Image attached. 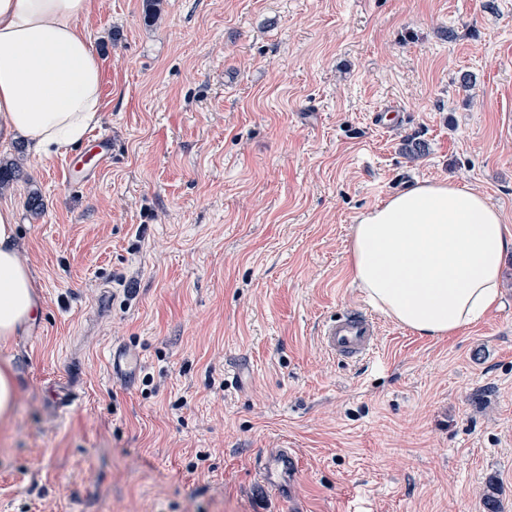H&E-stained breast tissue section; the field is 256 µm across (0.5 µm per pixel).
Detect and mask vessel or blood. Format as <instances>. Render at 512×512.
<instances>
[{
	"instance_id": "vessel-or-blood-1",
	"label": "vessel or blood",
	"mask_w": 512,
	"mask_h": 512,
	"mask_svg": "<svg viewBox=\"0 0 512 512\" xmlns=\"http://www.w3.org/2000/svg\"><path fill=\"white\" fill-rule=\"evenodd\" d=\"M379 330L378 322L365 308L354 307L339 317L323 322L317 335L326 353L359 363L374 354L378 347ZM108 366L113 379L128 387L139 372L141 361L126 350L116 349L109 354ZM300 467L301 459L296 449L278 448L260 461L259 480L275 488L280 481L296 475Z\"/></svg>"
}]
</instances>
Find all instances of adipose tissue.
Here are the masks:
<instances>
[{
    "label": "adipose tissue",
    "instance_id": "obj_1",
    "mask_svg": "<svg viewBox=\"0 0 512 512\" xmlns=\"http://www.w3.org/2000/svg\"><path fill=\"white\" fill-rule=\"evenodd\" d=\"M91 0H0V142L22 140L46 160L80 144L101 120L102 60L83 21ZM16 208L0 202V341L39 315L16 248ZM512 252L502 212L456 182L423 181L360 214L353 280L385 315L441 338L495 308Z\"/></svg>",
    "mask_w": 512,
    "mask_h": 512
}]
</instances>
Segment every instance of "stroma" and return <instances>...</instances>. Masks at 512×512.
Returning a JSON list of instances; mask_svg holds the SVG:
<instances>
[{
  "instance_id": "35a3bbf8",
  "label": "stroma",
  "mask_w": 512,
  "mask_h": 512,
  "mask_svg": "<svg viewBox=\"0 0 512 512\" xmlns=\"http://www.w3.org/2000/svg\"><path fill=\"white\" fill-rule=\"evenodd\" d=\"M86 30L110 165L73 189L75 148L0 150L41 309L0 341V512H512V254L456 335L317 340L364 304L352 226L395 192L468 185L512 232V0H93ZM287 444L300 471L261 487ZM379 330V323L365 308L354 307L323 322L317 337L321 348L329 355L359 363L378 348ZM108 366L112 379L120 382L125 388H130L133 378L141 367L140 358L123 349H116L110 352ZM16 378L9 362L0 365V424H6L15 407Z\"/></svg>"
}]
</instances>
